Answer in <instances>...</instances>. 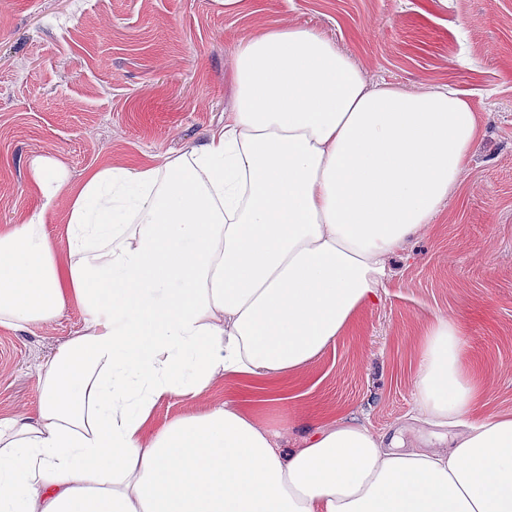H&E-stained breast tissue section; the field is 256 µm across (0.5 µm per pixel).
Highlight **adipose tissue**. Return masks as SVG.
<instances>
[{"label": "adipose tissue", "instance_id": "1", "mask_svg": "<svg viewBox=\"0 0 512 512\" xmlns=\"http://www.w3.org/2000/svg\"><path fill=\"white\" fill-rule=\"evenodd\" d=\"M229 79L203 145L84 177L66 254L46 223L65 173L32 160L42 203L0 232V325L92 318L42 368L36 419L0 418V512H512V417L478 414L486 387L445 315L413 398L448 447L313 421L286 453L227 405L144 436L159 399L300 370L379 302L389 254L435 222L480 134L466 93L370 82L301 25L246 38Z\"/></svg>", "mask_w": 512, "mask_h": 512}]
</instances>
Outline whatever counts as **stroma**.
<instances>
[{
  "instance_id": "35a3bbf8",
  "label": "stroma",
  "mask_w": 512,
  "mask_h": 512,
  "mask_svg": "<svg viewBox=\"0 0 512 512\" xmlns=\"http://www.w3.org/2000/svg\"><path fill=\"white\" fill-rule=\"evenodd\" d=\"M303 25L336 40L368 79L465 93L481 134L458 192L431 229L389 258L382 300L294 375L220 376L166 397L144 426L231 405L266 426L346 420L436 448L413 420L416 344L440 315L459 322L486 378L480 411L512 415V0H0V229L41 205L29 162L59 161L67 187L48 229L59 252L71 194L99 167L160 165L204 144L233 105L239 41ZM0 325V417L35 418L38 369L86 324Z\"/></svg>"
}]
</instances>
